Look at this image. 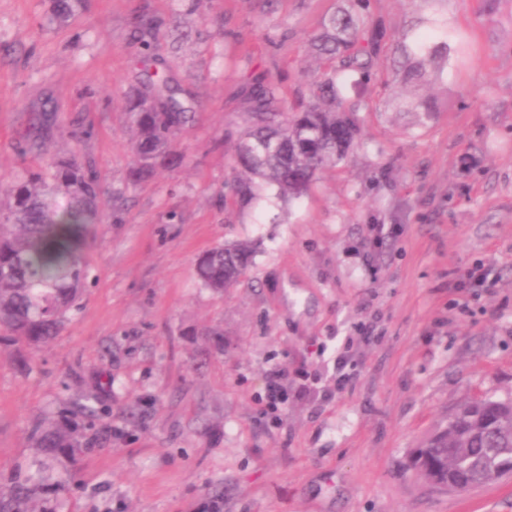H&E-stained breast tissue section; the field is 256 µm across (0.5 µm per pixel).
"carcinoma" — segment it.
Masks as SVG:
<instances>
[{
    "label": "carcinoma",
    "mask_w": 512,
    "mask_h": 512,
    "mask_svg": "<svg viewBox=\"0 0 512 512\" xmlns=\"http://www.w3.org/2000/svg\"><path fill=\"white\" fill-rule=\"evenodd\" d=\"M430 14L424 29L394 39L384 21L363 13L361 0H342L311 40L313 51L328 70L313 92L314 100L289 111L278 82L268 73L250 74L240 89L241 105L251 125L235 148L237 166L259 176L285 199H297L327 165L344 161L363 145L361 101H349L348 90L371 80L380 61L392 58L394 81L402 88H420L463 63L465 38L442 10L444 0H426ZM132 42L143 57L136 84L126 95L125 110L134 132L132 183L153 177L158 168L177 159L171 147L176 136L195 120L185 90L152 66L150 54L157 20L144 11L131 17ZM406 112L425 118L437 103L415 94L403 104ZM56 108L46 96L31 106L28 151L40 156L37 171L0 188V334L29 346L44 344L63 329L90 276L86 258L92 226L103 223L99 210L102 176L77 152L59 156L49 150ZM92 126L79 121L62 135L74 145L90 138ZM245 244L219 245L198 260L202 284L217 292L232 286L247 271ZM67 412L99 416L95 399L69 402ZM40 452L52 461L71 455L77 441L60 426L32 432ZM412 468L432 484L454 483L463 491L504 478L512 471V402L486 398L468 401L448 415L436 438L413 452ZM31 479L0 496V512H33L26 507Z\"/></svg>",
    "instance_id": "cac0c4a2"
}]
</instances>
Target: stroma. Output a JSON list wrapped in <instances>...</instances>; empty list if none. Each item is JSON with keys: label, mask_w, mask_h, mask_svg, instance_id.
<instances>
[{"label": "stroma", "mask_w": 512, "mask_h": 512, "mask_svg": "<svg viewBox=\"0 0 512 512\" xmlns=\"http://www.w3.org/2000/svg\"><path fill=\"white\" fill-rule=\"evenodd\" d=\"M148 4L155 40L196 110L183 162L129 185L123 97L139 68L130 18ZM336 0H0V184L39 167L20 144L38 94L94 133L73 147L104 177L93 278L49 344L0 341V489L35 469V426L71 417L78 452L35 488L39 512H512V478L439 492L415 448L473 396L512 399V0H446L465 36L460 72L433 85L430 119L383 79L361 87L364 148L277 199L235 192L248 118L234 96L268 71L286 106L323 67L310 40ZM425 0H370L394 34ZM244 243V277L205 288L198 257ZM486 281L461 283L471 269ZM310 394L264 413L270 375Z\"/></svg>", "instance_id": "stroma-1"}]
</instances>
